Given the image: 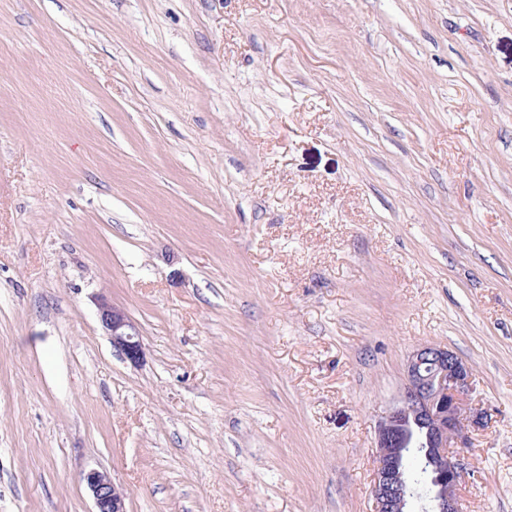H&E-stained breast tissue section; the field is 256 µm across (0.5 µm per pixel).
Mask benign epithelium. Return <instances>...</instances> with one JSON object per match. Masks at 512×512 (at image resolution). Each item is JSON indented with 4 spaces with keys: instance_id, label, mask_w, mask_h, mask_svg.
<instances>
[{
    "instance_id": "7a95c632",
    "label": "benign epithelium",
    "mask_w": 512,
    "mask_h": 512,
    "mask_svg": "<svg viewBox=\"0 0 512 512\" xmlns=\"http://www.w3.org/2000/svg\"><path fill=\"white\" fill-rule=\"evenodd\" d=\"M98 314L112 346L130 361H139L143 347L135 324L105 300L98 303ZM406 372L401 397L377 425L374 512H408L413 490L404 463L411 448L425 449L433 487L428 512H459L463 449L470 445L469 428L480 427L483 421V413L469 414L465 408L472 373L451 351L432 344L410 354ZM84 481L94 512H126L125 495L108 474L91 470Z\"/></svg>"
}]
</instances>
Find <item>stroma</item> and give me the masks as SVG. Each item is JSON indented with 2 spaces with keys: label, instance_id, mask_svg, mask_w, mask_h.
I'll return each instance as SVG.
<instances>
[{
  "label": "stroma",
  "instance_id": "35a3bbf8",
  "mask_svg": "<svg viewBox=\"0 0 512 512\" xmlns=\"http://www.w3.org/2000/svg\"><path fill=\"white\" fill-rule=\"evenodd\" d=\"M424 344L512 512V0H0V512H373ZM101 326L111 336L112 346L132 362H138L143 356L140 333L135 324L119 308L105 300L98 303ZM87 489L93 499V512H126L125 495L107 473L90 470L84 475Z\"/></svg>",
  "mask_w": 512,
  "mask_h": 512
}]
</instances>
